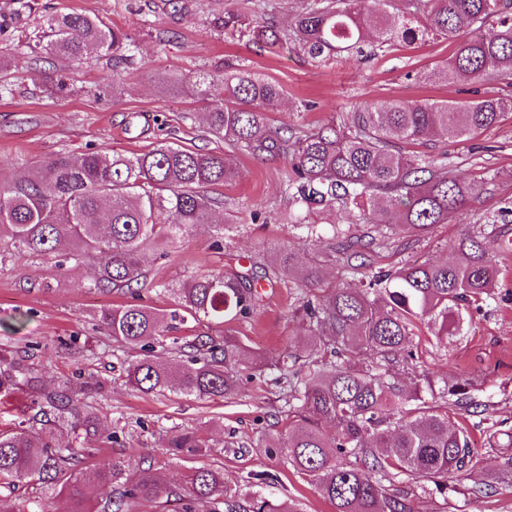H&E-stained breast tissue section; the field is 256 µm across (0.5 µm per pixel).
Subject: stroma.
<instances>
[{
  "instance_id": "obj_1",
  "label": "stroma",
  "mask_w": 512,
  "mask_h": 512,
  "mask_svg": "<svg viewBox=\"0 0 512 512\" xmlns=\"http://www.w3.org/2000/svg\"><path fill=\"white\" fill-rule=\"evenodd\" d=\"M31 2L32 10L21 11L16 0H0V57L22 52V33L32 30L45 12L56 10L98 16L126 31L136 47L131 62L118 66L93 52L78 63L46 55L27 71L0 69V182L19 179L32 165L58 154L102 151L129 157L161 141L225 151L240 172L236 180L209 191L219 201L215 216L225 224L223 251L212 249L208 228L199 226L165 256L147 253L146 282L135 301L162 310L173 306L165 285L220 271L249 269L260 276L279 250L292 253L300 267L318 261L325 284L338 286L345 278L340 263L331 261L328 246L312 245L303 229L286 221L289 163L225 150L222 137L209 130L205 105L191 87L197 74L220 77L225 66L243 63L278 84L281 103L265 114L274 130L337 124L353 106L391 100L512 97V82L506 80L479 79L461 86L435 79L436 66L453 47L434 35L365 60L340 56L318 62L292 47L276 54L260 49L245 28L224 37L214 28V19L236 0H185V9L178 13L167 0ZM174 73L183 76L182 89L162 93L159 79ZM409 151L446 164L450 174L482 183L483 190L419 240L400 236L390 247L374 249V266L387 270L407 261L442 260L449 243L472 234L495 261L499 284L491 298L467 311L460 334L447 342H437L428 329H421L417 360L394 383L406 392L472 383L479 405L454 420L493 467L505 455V433L512 430V252L506 249L512 223L496 220L501 208L512 205V113L477 139L413 145ZM94 269L89 259L75 264L56 255H21L0 244V348L25 356L46 392L79 376L110 381L93 403L118 441L101 448L97 461L143 457L170 483L180 482L195 467H220L227 488L234 491L246 490L248 477L263 475L271 492L297 512H333L285 457H269L259 446L284 427V402L274 383L278 359L287 350L305 354L311 339L306 321L294 314L300 290L283 283L263 286L253 314L234 323L237 336L266 364L263 373L243 379L237 394L223 400L195 399L173 390L146 395L125 385L118 366L127 355L98 325L102 308L127 297L92 288ZM21 312L28 319L18 328L14 318ZM175 430L202 432L210 451L204 456L163 454ZM460 485L461 492L444 496L416 492L413 512H512L511 486L497 485L472 500L463 494L470 480Z\"/></svg>"
}]
</instances>
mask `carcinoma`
<instances>
[{"mask_svg":"<svg viewBox=\"0 0 512 512\" xmlns=\"http://www.w3.org/2000/svg\"><path fill=\"white\" fill-rule=\"evenodd\" d=\"M394 0H304L292 20L263 18L262 0H247L248 12L224 11V34L245 25L256 43L270 51L293 41L313 60L347 54L367 58L368 39L378 47L413 44L426 35L451 42L452 53L435 77L450 83L477 79L512 81V3L508 0H400L402 18L392 16ZM494 33L481 34L485 26ZM36 38L44 50L79 60L96 50L114 61L128 60L134 41L121 28L78 12L41 17ZM210 130L227 145L255 156L283 157L291 166L285 195L333 225V236L357 224L384 228L377 246L392 236L427 233L480 192L404 146L441 140L462 142L493 128L512 112V98L482 97L454 102H403L354 108L343 125L295 131L271 130L264 112L282 96L280 87L245 64L224 79H195ZM238 177L222 151L202 152L160 142L130 157L105 152L49 158L26 178L0 184V242L18 253L57 254L76 263L97 259L93 287L133 292L144 277L147 249L163 248L188 230L207 224L215 246L224 225L212 223L218 201L207 189ZM342 257L348 272L342 286L324 288L316 267L293 272L290 255L271 267L273 278L302 291L304 316L314 332L308 359L284 353L275 384L286 388V433L262 440L273 456L286 452L288 464L315 488L334 512H412L404 477L428 491H456L463 473L483 476L468 489L475 500L503 481L512 484V456L494 475L468 435L451 422L448 407L474 405L469 383L439 393L404 394L391 383L393 370L413 365V338L426 324L441 342L460 328L462 310L491 296L498 269L482 241L463 235L450 245L448 260L406 263L395 270L365 272ZM175 310L166 313L122 303L100 310L101 330L119 347L142 357L124 369L126 383L144 394L175 388L186 396L224 399L240 388V368L262 364L226 328L253 312L261 300L254 277L220 272L167 289ZM203 322L221 328L214 337L198 334L180 347L188 364L175 368L152 355L149 341L175 323ZM106 380L66 385L31 400L32 419L0 428V489L26 482L52 501L23 500L13 512H133L139 505L174 502L176 512H292L260 488L239 500L224 487V470L198 467L177 485L165 482L141 458L112 457L84 472L78 466L98 448L114 443L92 403L78 395L100 393ZM38 389V377L12 350L0 351V399ZM448 397L441 406L437 398ZM332 427L325 429L321 422ZM208 441L198 431H176L164 453H202ZM102 486L114 495L96 500Z\"/></svg>","mask_w":512,"mask_h":512,"instance_id":"cac0c4a2","label":"carcinoma"}]
</instances>
